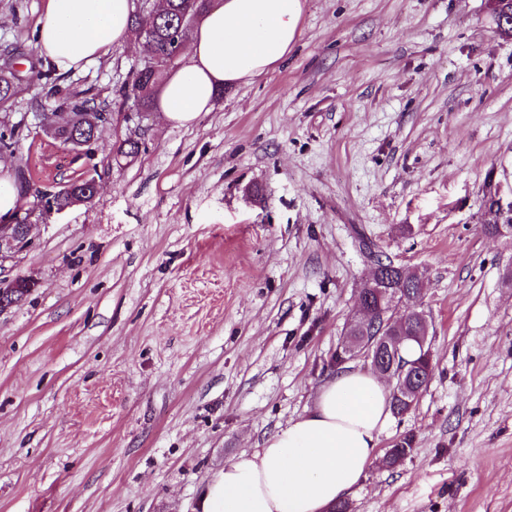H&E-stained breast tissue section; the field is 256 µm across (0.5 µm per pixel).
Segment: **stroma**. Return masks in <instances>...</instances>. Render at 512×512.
I'll list each match as a JSON object with an SVG mask.
<instances>
[{
    "mask_svg": "<svg viewBox=\"0 0 512 512\" xmlns=\"http://www.w3.org/2000/svg\"><path fill=\"white\" fill-rule=\"evenodd\" d=\"M45 4L0 0L32 223L5 274L38 282L0 312V512H203L339 372L360 232L422 276L434 372L349 512H512V236L482 230L512 201V39L487 0H303L287 60L190 127L120 97L144 50L46 65ZM75 94L112 114L87 153L40 128ZM89 168L90 203L43 210Z\"/></svg>",
    "mask_w": 512,
    "mask_h": 512,
    "instance_id": "35a3bbf8",
    "label": "stroma"
}]
</instances>
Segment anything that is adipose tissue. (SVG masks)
Wrapping results in <instances>:
<instances>
[{
	"label": "adipose tissue",
	"instance_id": "obj_1",
	"mask_svg": "<svg viewBox=\"0 0 512 512\" xmlns=\"http://www.w3.org/2000/svg\"><path fill=\"white\" fill-rule=\"evenodd\" d=\"M133 10V0H46L35 47L60 72L83 69L110 45L134 42ZM302 10L301 0H218L190 33L185 64L161 86L163 121L193 125L213 110L220 88L275 70ZM390 413V391L378 374L337 373L312 409L225 464L207 490L205 512H330L376 461Z\"/></svg>",
	"mask_w": 512,
	"mask_h": 512
}]
</instances>
